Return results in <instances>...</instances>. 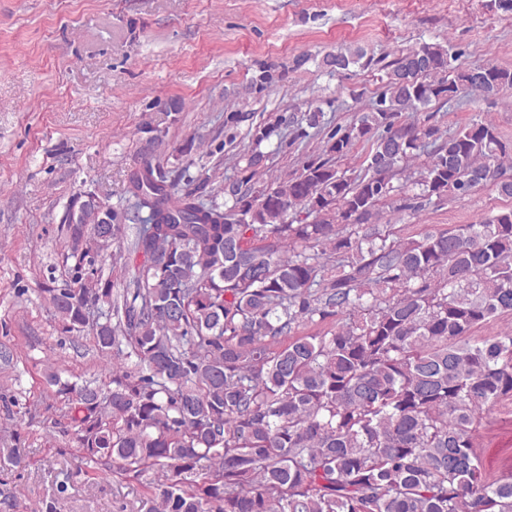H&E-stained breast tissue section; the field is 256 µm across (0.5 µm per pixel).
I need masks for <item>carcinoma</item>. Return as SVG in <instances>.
<instances>
[{
	"label": "carcinoma",
	"instance_id": "carcinoma-1",
	"mask_svg": "<svg viewBox=\"0 0 512 512\" xmlns=\"http://www.w3.org/2000/svg\"><path fill=\"white\" fill-rule=\"evenodd\" d=\"M454 61L437 42L401 54L277 186L250 174L206 204L146 170L133 194L153 232L136 225L128 249L164 270L145 263L115 293L92 269L55 290L65 329L123 362L105 390L62 385L81 458L133 478L161 469L145 512H512V481L487 480L474 441L480 413L512 397V331L469 338L512 314V208L419 240L380 224L422 153L407 207L488 185L512 198V143L495 124L444 138L424 112L512 89V70ZM373 62L347 45L321 67ZM359 143L364 173L336 168ZM62 223L76 247L101 228L72 204ZM328 320V336L292 335ZM510 329H512V315L494 317L481 327L472 331L470 338L471 341H481L483 339L492 338L493 336H499Z\"/></svg>",
	"mask_w": 512,
	"mask_h": 512
}]
</instances>
